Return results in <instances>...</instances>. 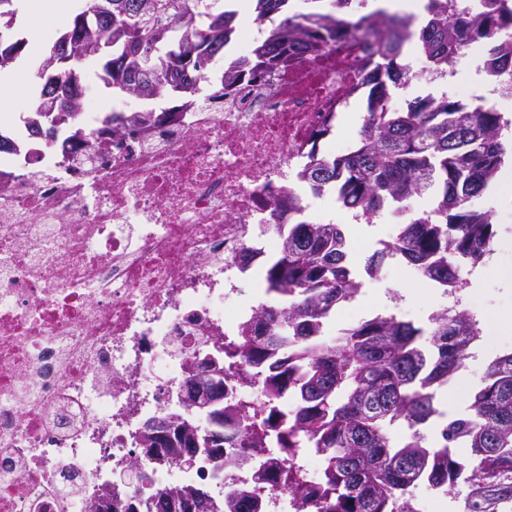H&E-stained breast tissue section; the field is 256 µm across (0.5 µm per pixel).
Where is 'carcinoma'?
<instances>
[{
	"instance_id": "obj_1",
	"label": "carcinoma",
	"mask_w": 512,
	"mask_h": 512,
	"mask_svg": "<svg viewBox=\"0 0 512 512\" xmlns=\"http://www.w3.org/2000/svg\"><path fill=\"white\" fill-rule=\"evenodd\" d=\"M290 0H253L255 20L275 15L283 32L259 42L253 57L235 64L238 75L255 83L267 80L281 63L290 42L321 46L342 28L371 33L380 23L386 34L372 45L377 77L383 87L407 86L413 74L404 67V46L415 43L428 71L446 69L464 49L485 33L512 30V0H487L489 9L473 17L448 15V0H428V20L416 37L402 32V20L378 10L348 20L339 16L351 0H302L317 4L303 14L289 12ZM100 0L75 14L72 25L55 40L79 64L100 65L103 85L120 93L155 100L181 98L191 87L186 74L201 73L224 51L237 32L238 13L224 7L200 8L191 0H112V18L97 11ZM84 15L101 17L90 29L78 28ZM178 32L188 68L163 67L148 77L144 60L157 53L168 35ZM112 40V57L99 46ZM42 83L35 111L57 128L80 122L74 78L55 71ZM71 95L70 112L55 120L45 111L61 90ZM502 114L483 99L457 103L444 95L419 97L405 112L367 113L353 152L322 155L304 178L317 191L336 194L353 214L371 218L383 210L403 212L418 198L432 209L402 225L393 240L382 243L367 259L364 271L379 275L389 258L399 256L443 293L467 286L464 270L490 253L496 230L492 210H473L470 201L483 195L504 164ZM281 240L274 260L266 263L267 291L280 304L262 307L240 336L219 347L221 362H209L205 374L189 384L202 394V405L187 407L167 419L168 434L144 430L141 445L154 448L152 460L167 466L188 455L224 456V447L247 452L273 451L275 461L258 468L254 481L286 490L315 512H413L414 483L433 490L465 483L474 489L466 512H496L512 501V350L497 354L485 367L481 386L466 411L439 426L435 441L424 432L442 417L438 392L472 357L480 329L465 311L431 315L424 331L393 315H377L349 328L332 343L319 339L342 302L359 294L361 284L349 259V243L338 224H270ZM257 383L256 405L224 401L236 380ZM296 401L290 416L281 403ZM206 416L210 430L200 429ZM403 423L404 439L394 442L390 427ZM309 449L323 457L321 481L310 484L298 462ZM467 448L461 457L455 449ZM165 512H201L207 494L199 489H165L159 493ZM213 512H251L244 498L227 505L210 503Z\"/></svg>"
}]
</instances>
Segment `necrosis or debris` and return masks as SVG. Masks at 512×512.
Listing matches in <instances>:
<instances>
[{
    "label": "necrosis or debris",
    "mask_w": 512,
    "mask_h": 512,
    "mask_svg": "<svg viewBox=\"0 0 512 512\" xmlns=\"http://www.w3.org/2000/svg\"><path fill=\"white\" fill-rule=\"evenodd\" d=\"M266 30L225 46L223 101L192 95L151 126L102 130L81 92L95 161L72 165L54 142L33 160L0 150V512H90L132 464L139 512H160L168 488L298 512L288 491H258L262 458L159 467L141 450L145 425L182 411L188 376L253 319L249 250L279 249L269 225L317 223L311 155L370 98L369 49L349 34L289 45L267 84L240 82Z\"/></svg>",
    "instance_id": "4bbe7bcc"
}]
</instances>
